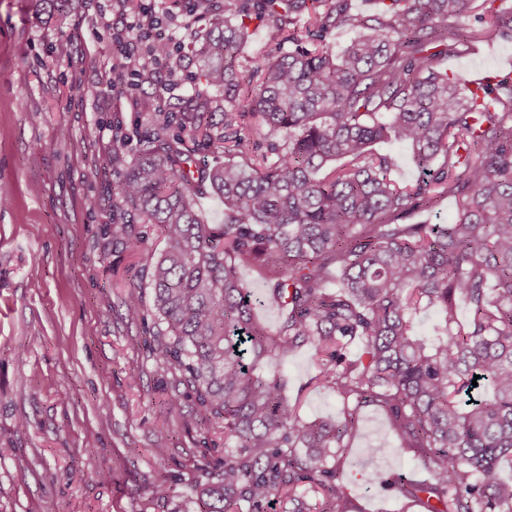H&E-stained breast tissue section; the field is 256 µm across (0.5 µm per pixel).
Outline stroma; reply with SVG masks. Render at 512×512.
Segmentation results:
<instances>
[{"mask_svg": "<svg viewBox=\"0 0 512 512\" xmlns=\"http://www.w3.org/2000/svg\"><path fill=\"white\" fill-rule=\"evenodd\" d=\"M167 75L144 83L141 99L166 112L204 92L191 35ZM512 40L441 60L440 69L500 71ZM118 61L112 33L89 0L57 12L49 0H0V512H192L193 463L224 455V436L168 418L162 402L190 389L174 382L156 342L147 258L162 247L147 227L138 249L103 226L112 210V123L144 122L119 92H106ZM142 317L129 320L130 285ZM280 372L304 419L336 420L341 404L312 385L311 349L290 354ZM174 444L158 445L160 430ZM382 411L362 408L343 478L362 512H407L397 490L372 483L373 470L413 467ZM166 478L174 492L153 500Z\"/></svg>", "mask_w": 512, "mask_h": 512, "instance_id": "35a3bbf8", "label": "stroma"}]
</instances>
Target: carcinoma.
<instances>
[{
	"label": "carcinoma",
	"mask_w": 512,
	"mask_h": 512,
	"mask_svg": "<svg viewBox=\"0 0 512 512\" xmlns=\"http://www.w3.org/2000/svg\"><path fill=\"white\" fill-rule=\"evenodd\" d=\"M197 49L211 91L148 127L116 135L112 217L104 231L136 248L140 224L164 248L149 265L157 342L173 379L191 387L200 429L224 433V458L196 468L197 512H359L343 482L358 411L377 406L429 477L376 471L424 512H512V75L476 88L438 61L512 39L505 0H198ZM480 11L481 27L458 19ZM259 28L275 50L244 49ZM356 37L334 53L327 35ZM252 111L240 109L241 95ZM137 139L134 154L126 143ZM394 139L418 173L390 178ZM201 148L224 154L197 161ZM224 202L204 224L196 198ZM446 224L415 222L444 198ZM243 264L268 270L275 331L253 315ZM468 311L458 318V305ZM424 308L444 314L416 333ZM302 346L343 418L306 421L275 360ZM477 380L478 386L472 385Z\"/></svg>",
	"instance_id": "cac0c4a2"
}]
</instances>
